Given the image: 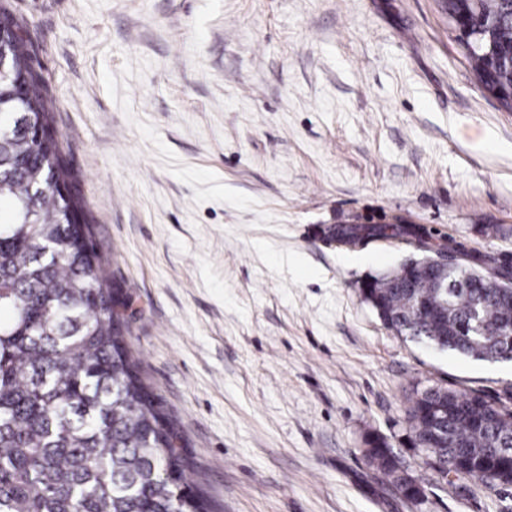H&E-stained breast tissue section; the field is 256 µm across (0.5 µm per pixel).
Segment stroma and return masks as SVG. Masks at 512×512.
Here are the masks:
<instances>
[{
    "mask_svg": "<svg viewBox=\"0 0 512 512\" xmlns=\"http://www.w3.org/2000/svg\"><path fill=\"white\" fill-rule=\"evenodd\" d=\"M21 24L128 345L212 512H512L439 483L414 386L512 383V362L388 328L362 282L404 222L512 254V110L441 0H0ZM385 437L422 484L364 457Z\"/></svg>",
    "mask_w": 512,
    "mask_h": 512,
    "instance_id": "obj_1",
    "label": "stroma"
}]
</instances>
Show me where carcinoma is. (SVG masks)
I'll list each match as a JSON object with an SVG mask.
<instances>
[{
  "mask_svg": "<svg viewBox=\"0 0 512 512\" xmlns=\"http://www.w3.org/2000/svg\"><path fill=\"white\" fill-rule=\"evenodd\" d=\"M448 15L476 19L460 39L479 82L512 90V0H446ZM20 26L0 9V45L11 74L0 80V512H208L186 481L177 432L144 384L127 326L90 226L67 191L68 172L51 127L45 82ZM354 244L397 238L433 254L410 258L373 294L392 328L440 351L512 361V256L444 244L415 224L338 226ZM467 285L434 270L459 269ZM422 305V313L417 305ZM410 443L446 483L512 487V383L494 396L446 386L414 389L405 408ZM401 489L389 446L365 453Z\"/></svg>",
  "mask_w": 512,
  "mask_h": 512,
  "instance_id": "obj_1",
  "label": "carcinoma"
}]
</instances>
